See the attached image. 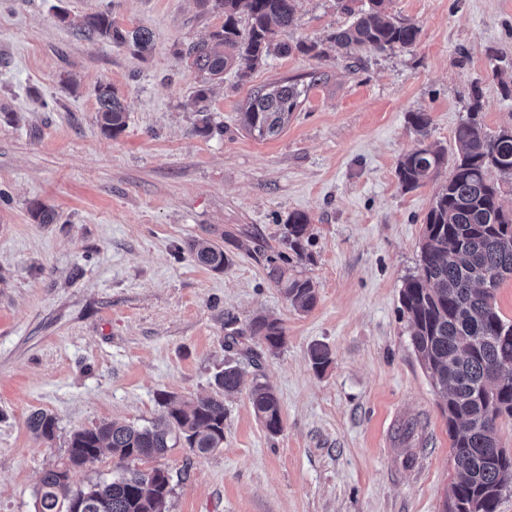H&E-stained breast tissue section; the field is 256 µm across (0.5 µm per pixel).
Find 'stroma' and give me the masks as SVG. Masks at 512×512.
Masks as SVG:
<instances>
[{"mask_svg":"<svg viewBox=\"0 0 512 512\" xmlns=\"http://www.w3.org/2000/svg\"><path fill=\"white\" fill-rule=\"evenodd\" d=\"M364 2L297 0L284 38L316 53L225 69L199 135L186 49L223 14L200 0H0V512H37L73 431L149 426L159 393H213L225 322L258 314L286 329L275 352L245 341L283 428L270 434L247 392L227 399L223 448L161 459L168 512H443L451 440L399 302L438 184L404 189L397 166L419 146L409 113L429 112L449 148L473 100L488 133L512 125V0H387L419 27L412 48L330 43ZM98 11L148 28L152 52L84 38L78 21ZM287 78L308 86L287 128L243 130L250 96ZM101 84L126 107L115 137L97 122ZM37 202L55 223L33 219ZM297 211L309 240L288 271L315 286L307 312L267 275ZM198 236L223 245V272L185 253ZM315 343L332 356L321 374ZM37 410L56 420L51 442L28 428Z\"/></svg>","mask_w":512,"mask_h":512,"instance_id":"obj_1","label":"stroma"}]
</instances>
